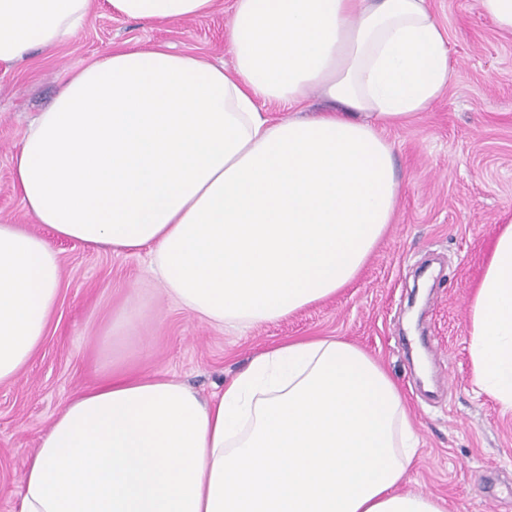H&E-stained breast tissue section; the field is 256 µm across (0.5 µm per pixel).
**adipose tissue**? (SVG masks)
<instances>
[{
	"label": "adipose tissue",
	"mask_w": 512,
	"mask_h": 512,
	"mask_svg": "<svg viewBox=\"0 0 512 512\" xmlns=\"http://www.w3.org/2000/svg\"><path fill=\"white\" fill-rule=\"evenodd\" d=\"M146 23L218 0H107ZM92 0H0V67L82 30ZM231 66L165 46L71 72L12 157L26 210L57 237L150 252L168 294L243 329L335 296L394 221L383 132L446 88L448 41L426 0H235ZM328 103L271 120L261 107ZM45 238L0 224V383L42 344L61 290ZM472 384L512 412V224L470 302ZM420 444L392 376L333 338L285 340L211 400L108 370L27 460L20 512H446L407 488Z\"/></svg>",
	"instance_id": "obj_1"
}]
</instances>
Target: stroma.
Instances as JSON below:
<instances>
[{
	"mask_svg": "<svg viewBox=\"0 0 512 512\" xmlns=\"http://www.w3.org/2000/svg\"><path fill=\"white\" fill-rule=\"evenodd\" d=\"M234 0L208 18L143 23L95 0L87 26L53 50L0 67V222L51 240L62 268L45 339L0 384V512H17L28 455L65 403L106 364L173 378L209 399L255 355L291 337H338L377 359L402 388L423 446L409 488L447 512H512V414L471 383L470 293L499 224L512 220V35L479 0H427L453 62L447 89L388 129L402 182L394 224L360 276L278 321L219 329L167 295L146 252L115 254L55 238L26 212L12 156L68 74L120 46L229 60Z\"/></svg>",
	"mask_w": 512,
	"mask_h": 512,
	"instance_id": "stroma-1",
	"label": "stroma"
}]
</instances>
